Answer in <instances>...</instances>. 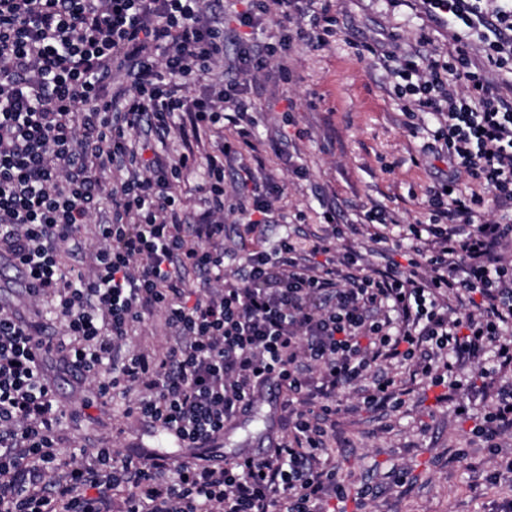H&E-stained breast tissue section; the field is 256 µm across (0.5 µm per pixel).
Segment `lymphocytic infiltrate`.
Masks as SVG:
<instances>
[{"instance_id":"obj_1","label":"lymphocytic infiltrate","mask_w":512,"mask_h":512,"mask_svg":"<svg viewBox=\"0 0 512 512\" xmlns=\"http://www.w3.org/2000/svg\"><path fill=\"white\" fill-rule=\"evenodd\" d=\"M248 2L244 27L306 12L315 49L336 27L325 0ZM424 5L447 17L453 61L419 46L373 53L416 76L393 90L402 111L434 116L435 141L484 191L466 194L452 176L433 187L429 223L403 230L431 251L393 274L364 272L351 250L311 264L344 234L330 210V235L257 246L227 271L225 212L238 210L253 230L273 223L275 207L249 173L229 200L224 159L235 143L199 151L200 129L225 120L244 143L253 125L240 83L211 77L224 61V0H0V258L32 281L30 315L0 304V512H322L337 491L321 460L336 394L351 387L366 408L402 407L392 362L453 395L459 362L492 353L500 384L479 434L498 454L512 432V266L497 255L512 243V101L484 72L512 73V7ZM483 29L493 37L477 71L470 38ZM452 73L465 92L451 87ZM145 127L177 135L178 159L150 154L138 138ZM200 166L189 224L173 185ZM489 201L501 205L498 218ZM452 297L464 310L455 319ZM158 315L166 353L127 350L133 328ZM50 319L62 332L43 348ZM53 362L93 378L100 396L139 391L133 411L187 456L121 454L106 442L62 455L68 411ZM272 383L285 392L287 439L260 458L203 455Z\"/></svg>"}]
</instances>
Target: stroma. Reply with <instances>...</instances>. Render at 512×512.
Returning <instances> with one entry per match:
<instances>
[{"label":"stroma","mask_w":512,"mask_h":512,"mask_svg":"<svg viewBox=\"0 0 512 512\" xmlns=\"http://www.w3.org/2000/svg\"><path fill=\"white\" fill-rule=\"evenodd\" d=\"M338 29L323 48L308 46V19L271 17L254 37L291 35L288 51L290 79L279 75L278 60H269L259 73L235 66V20L247 8L245 0H226L224 9V78L239 81L255 104L250 146L238 145L224 160V186L233 188L243 170H251L259 191L279 192L275 223L247 236L235 216L224 218V250L228 257L263 244L270 248L283 236L297 239L330 234L322 214L332 209L338 223L359 225L358 234L337 239V251L355 250L363 264L376 270L408 272L414 256L411 241L385 247L374 236L397 234L399 225L427 221L428 189L449 170L446 152L435 149L432 134L438 126L430 115H407L391 93L399 78L384 69L366 46L394 41L406 47L419 37L430 41L434 54L445 57L454 49L446 20L425 13L420 0H332ZM303 167L295 176L293 167ZM376 209L395 225L361 222L366 210ZM489 360L466 363L459 372L464 387L457 401L444 400L443 387L410 383L402 408L370 410L359 405L355 390L336 397L342 407L336 429L328 439L336 466V482L345 498L324 502L325 512H496L499 502L512 499V470L498 468L475 429L494 400ZM59 397L72 404L89 399L90 406L72 422L80 446L91 448L110 439L125 452L166 451L169 447L149 422L127 414L124 398H103L79 389L65 374L54 377ZM277 390L264 391L252 408L224 430L225 455L245 448L266 449L283 437L274 412ZM469 407L457 414V403ZM497 472L496 483L487 474ZM371 496L360 500L362 487Z\"/></svg>","instance_id":"1"}]
</instances>
